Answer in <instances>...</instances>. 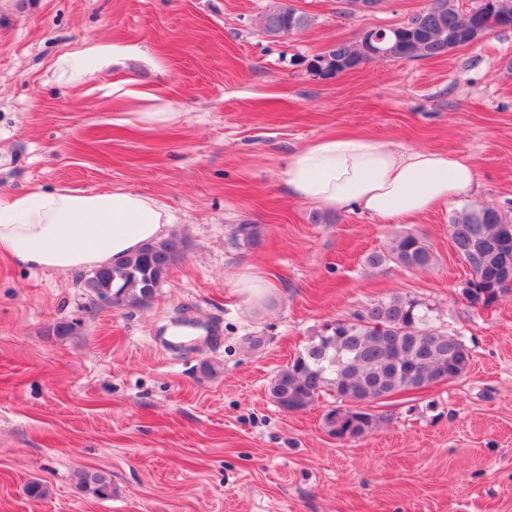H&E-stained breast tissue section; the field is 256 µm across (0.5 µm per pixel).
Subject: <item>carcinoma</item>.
I'll list each match as a JSON object with an SVG mask.
<instances>
[{
  "mask_svg": "<svg viewBox=\"0 0 512 512\" xmlns=\"http://www.w3.org/2000/svg\"><path fill=\"white\" fill-rule=\"evenodd\" d=\"M487 14L484 0H474L466 13L458 0H441L439 11L426 15L420 27H414L420 20L416 13L407 23L382 33L389 44H406L404 56L411 61L440 58L451 46H465L467 26ZM309 23L305 13L278 0L264 15L263 30L292 33ZM449 232L455 254L470 268L463 298L474 308L496 303L508 290L503 282L506 272L512 271V218L496 206L464 209L452 216ZM184 248V240L176 236L148 244L107 265L108 282H85L83 288L93 298L110 282L112 306L142 308L155 298ZM432 261L423 241L409 232L396 235L387 253L366 257L372 266L392 262L408 271L425 269ZM432 322V308L414 297L374 300L351 318L316 329L303 351L271 379L269 393L285 411L304 410L332 397L340 405L324 415L328 434L344 441L363 437L379 422L372 403L458 378L468 370L473 354L464 337L441 331ZM75 477L96 498L112 495L111 479L103 471L80 470Z\"/></svg>",
  "mask_w": 512,
  "mask_h": 512,
  "instance_id": "cac0c4a2",
  "label": "carcinoma"
}]
</instances>
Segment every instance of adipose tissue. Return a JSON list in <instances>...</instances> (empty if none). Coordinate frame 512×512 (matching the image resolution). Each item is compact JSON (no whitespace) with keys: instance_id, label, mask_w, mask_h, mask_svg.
Segmentation results:
<instances>
[{"instance_id":"adipose-tissue-1","label":"adipose tissue","mask_w":512,"mask_h":512,"mask_svg":"<svg viewBox=\"0 0 512 512\" xmlns=\"http://www.w3.org/2000/svg\"><path fill=\"white\" fill-rule=\"evenodd\" d=\"M134 46L92 41L60 54L54 67L68 86L86 85L95 71L132 55ZM118 102L144 103L145 127L176 122L173 100L131 81L113 82ZM294 200L332 212L361 210L384 224H410L471 192L477 166L443 152L400 150L367 138L324 136L293 152L285 170ZM169 208L152 196L123 189L61 186L33 189L0 202V256L37 271H85L137 253L169 236Z\"/></svg>"}]
</instances>
